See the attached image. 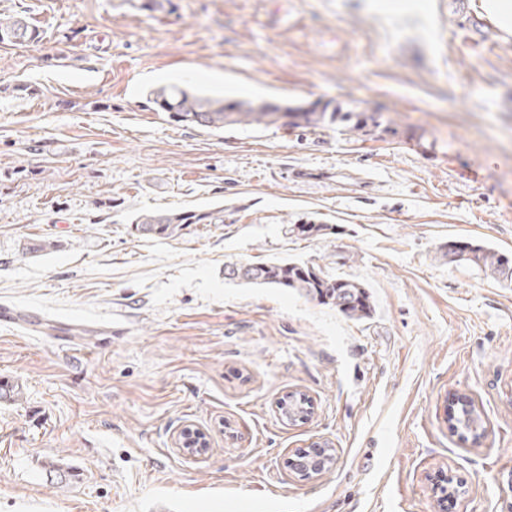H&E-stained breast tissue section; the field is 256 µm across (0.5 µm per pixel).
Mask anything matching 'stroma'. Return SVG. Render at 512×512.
Instances as JSON below:
<instances>
[{
	"instance_id": "stroma-1",
	"label": "stroma",
	"mask_w": 512,
	"mask_h": 512,
	"mask_svg": "<svg viewBox=\"0 0 512 512\" xmlns=\"http://www.w3.org/2000/svg\"><path fill=\"white\" fill-rule=\"evenodd\" d=\"M139 3L0 0L41 32L0 45V305L41 317L0 323V512H512V285L444 256L512 253V35L483 0ZM173 83L373 121L185 126L147 101ZM275 260L363 282L371 317L224 279ZM455 393L482 444L449 431ZM314 441L333 461L305 479ZM224 210L200 209L153 210L136 217L135 231L140 236L172 237L186 224H220L224 221Z\"/></svg>"
}]
</instances>
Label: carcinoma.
<instances>
[{
	"label": "carcinoma",
	"mask_w": 512,
	"mask_h": 512,
	"mask_svg": "<svg viewBox=\"0 0 512 512\" xmlns=\"http://www.w3.org/2000/svg\"><path fill=\"white\" fill-rule=\"evenodd\" d=\"M37 29L20 14H0V43L14 45L34 41ZM155 111L186 126L222 130L226 125L264 124L283 126H317L329 120H340L357 130L365 126L366 117L356 112L330 111L328 106L311 109L290 108L274 104L254 105L250 102L215 98L191 92L181 86H163L151 93ZM140 236L172 237L186 224H222L223 211L212 209L153 210L134 220ZM444 256L448 263L466 265L482 271L494 279H512V255L486 243L470 242L459 247L448 241ZM224 278L244 284L289 288L303 296L313 297L331 305L346 317L361 321L370 317L372 301L367 287L356 280L332 277L319 266L299 265L287 261L232 263L224 267ZM454 414L450 421L464 438H478L485 431L482 415L472 400L456 397Z\"/></svg>",
	"instance_id": "obj_1"
}]
</instances>
